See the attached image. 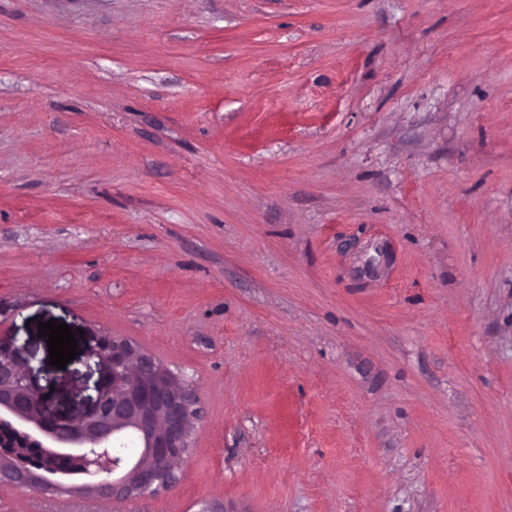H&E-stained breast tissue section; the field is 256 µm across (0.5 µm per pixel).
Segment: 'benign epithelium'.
<instances>
[{
	"mask_svg": "<svg viewBox=\"0 0 512 512\" xmlns=\"http://www.w3.org/2000/svg\"><path fill=\"white\" fill-rule=\"evenodd\" d=\"M88 358L104 366L108 381L75 422L42 412V397L22 367L23 349L0 338V486L41 495L76 493L113 502L156 495L175 485L174 464L192 448L190 419L196 399L189 383L132 343L91 336ZM133 436L137 458L100 454ZM77 467L89 481L63 480Z\"/></svg>",
	"mask_w": 512,
	"mask_h": 512,
	"instance_id": "7a95c632",
	"label": "benign epithelium"
}]
</instances>
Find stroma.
<instances>
[{"instance_id":"stroma-1","label":"stroma","mask_w":512,"mask_h":512,"mask_svg":"<svg viewBox=\"0 0 512 512\" xmlns=\"http://www.w3.org/2000/svg\"><path fill=\"white\" fill-rule=\"evenodd\" d=\"M93 332L191 384L178 483L0 512H512V0H0V337L46 417Z\"/></svg>"}]
</instances>
